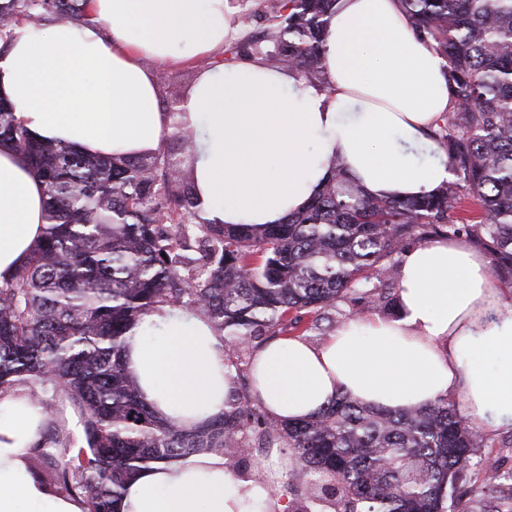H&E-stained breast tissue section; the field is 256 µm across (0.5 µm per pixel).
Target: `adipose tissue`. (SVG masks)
<instances>
[{
	"instance_id": "ef3b65f1",
	"label": "adipose tissue",
	"mask_w": 512,
	"mask_h": 512,
	"mask_svg": "<svg viewBox=\"0 0 512 512\" xmlns=\"http://www.w3.org/2000/svg\"><path fill=\"white\" fill-rule=\"evenodd\" d=\"M89 22L15 29L0 54V96L33 136L98 156L157 148L180 120L195 134L194 177L207 218L272 224L302 209L339 157L370 197L434 192L451 180L432 139L451 110L446 62L420 40L399 0H338L325 37V80L249 57L200 71L175 113L160 107V72L222 50L238 34L235 0H88ZM45 191L0 144V283L46 229ZM394 316L343 322L323 342L275 339L253 357L254 396L280 420L318 415L345 392L399 411L450 393L486 430L512 429V304L488 256L435 239L406 250ZM224 339L206 318L167 307L144 316L129 368L156 415L185 428L219 416L231 388ZM42 417L23 387L0 389V512H86L28 469ZM232 473L198 452L143 469L119 512H282L272 479Z\"/></svg>"
}]
</instances>
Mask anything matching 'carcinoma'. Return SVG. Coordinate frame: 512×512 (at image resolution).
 Masks as SVG:
<instances>
[{
  "label": "carcinoma",
  "mask_w": 512,
  "mask_h": 512,
  "mask_svg": "<svg viewBox=\"0 0 512 512\" xmlns=\"http://www.w3.org/2000/svg\"><path fill=\"white\" fill-rule=\"evenodd\" d=\"M337 0H250L240 36L212 67L243 55L324 80V28ZM417 34L449 63L453 109L432 131L453 179L405 199L371 198L343 162L302 210L275 224H216L193 174L162 145L95 157L33 137L0 101L8 142L45 186V235L0 284V388L23 386L47 416L30 473L87 512H115L143 467L206 451L235 473L257 448H286L285 512H512V472L485 458L488 433L446 397L400 412L341 393L313 419L281 422L253 396L254 351L332 317L395 314L402 254L436 238L475 244L512 286V0H400ZM87 0H0V53L19 20L84 21ZM478 213L471 215L467 203ZM192 309L224 336L232 371L224 413L197 429L158 418L126 358L141 316ZM66 397L85 444L54 419ZM52 444L56 451L44 448ZM478 467L496 473L475 485Z\"/></svg>",
  "instance_id": "obj_1"
}]
</instances>
